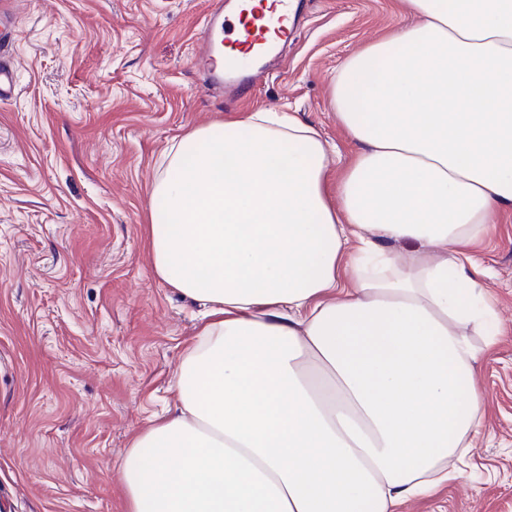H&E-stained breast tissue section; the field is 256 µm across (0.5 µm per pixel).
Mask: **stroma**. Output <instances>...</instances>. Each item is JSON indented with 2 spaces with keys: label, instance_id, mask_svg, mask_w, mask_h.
<instances>
[{
  "label": "stroma",
  "instance_id": "stroma-1",
  "mask_svg": "<svg viewBox=\"0 0 512 512\" xmlns=\"http://www.w3.org/2000/svg\"><path fill=\"white\" fill-rule=\"evenodd\" d=\"M210 0H0V512H127L134 430L174 409L204 308L155 275L146 229L164 151L187 132L289 112L332 150L346 60L413 21L397 0H297L296 37L249 99L193 65ZM500 333L477 364L481 433L456 476L401 512H512V214L475 247Z\"/></svg>",
  "mask_w": 512,
  "mask_h": 512
}]
</instances>
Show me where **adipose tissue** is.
<instances>
[{"instance_id":"adipose-tissue-1","label":"adipose tissue","mask_w":512,"mask_h":512,"mask_svg":"<svg viewBox=\"0 0 512 512\" xmlns=\"http://www.w3.org/2000/svg\"><path fill=\"white\" fill-rule=\"evenodd\" d=\"M405 2L416 23L333 80L358 145L337 173L276 112L165 152L154 270L208 319L122 460L129 512H397L479 434L499 328L472 247L512 213V0Z\"/></svg>"}]
</instances>
